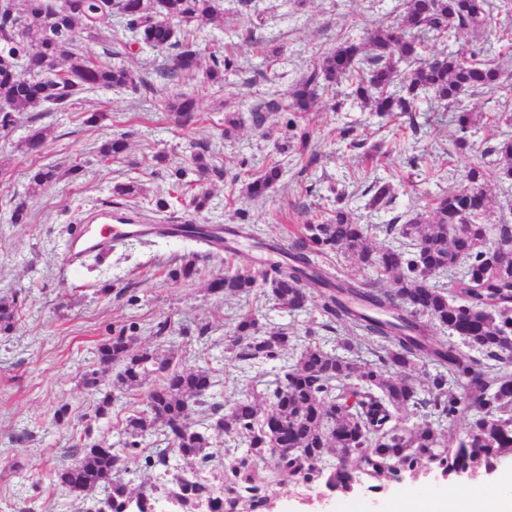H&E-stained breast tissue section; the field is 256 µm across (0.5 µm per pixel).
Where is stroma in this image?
Masks as SVG:
<instances>
[{
    "instance_id": "stroma-1",
    "label": "stroma",
    "mask_w": 512,
    "mask_h": 512,
    "mask_svg": "<svg viewBox=\"0 0 512 512\" xmlns=\"http://www.w3.org/2000/svg\"><path fill=\"white\" fill-rule=\"evenodd\" d=\"M402 0H262L265 22L250 30L249 18L229 13L223 21L197 25L202 48L201 67L213 57L234 50L242 72L227 75L223 84L155 78L157 94H133L99 89L83 94L75 109L51 112L38 122L21 119L10 138L0 139V297L23 300L14 331L0 334V512H90L93 503L79 500L47 480L50 470L70 445L73 432L87 433L89 442L107 445L118 411L95 415L96 397L83 389L81 372L92 366L97 345L120 328L134 327L138 347L173 348L177 361L190 367L208 360L215 371L216 392L231 396L244 375L234 358L224 354V338L233 329L242 303L239 298L211 292V280L233 267L235 259L221 250L181 236L149 235L119 246L102 261H87L65 271L68 229L77 217L105 204L121 207L145 224L205 223L217 228L243 222L254 225L256 237L287 243L297 225L330 209L338 190L350 192L349 205L363 224L384 225L395 215L424 210L427 203L455 189L465 165L480 160L487 140L512 135V98L478 95L467 99L477 125L471 150L449 155L452 129L447 112H419L414 117H377L354 105L334 112L320 107L308 115L311 150L317 158L301 168L292 153L277 149L285 114L270 111L263 128L251 121L231 137H221L226 108L248 113L252 106L285 91L322 53L346 39H360L368 29L392 23ZM109 42L77 39V51L106 60L108 51L122 54L125 65L153 76L164 62L150 49L125 52L129 34L120 19L108 21ZM184 91L196 96L200 119L192 128L179 127L160 104L161 94ZM108 119L91 126L93 113ZM356 125L364 149L346 147L338 127ZM46 131L38 151L25 140L33 127ZM125 138V158L97 164V148L105 140ZM211 146L224 180L210 184L211 210L194 215L186 201L155 211L151 200L170 191L166 170L153 157L162 152L177 165L197 144ZM374 151L367 161L364 150ZM421 160L411 168L410 158ZM286 169L284 180L265 198L250 200L230 176L261 172L271 161ZM57 165L60 179L31 192L29 176L44 164ZM391 181L394 197L387 206L368 208L365 188L374 177ZM138 181L137 197L113 196L114 184ZM28 206V220L11 221L17 203ZM195 261L194 280L169 278V268ZM172 320L186 329V338L166 345L156 337L158 323ZM206 341H198L200 327ZM67 407L69 419L56 424L54 413ZM512 489V461L494 472L447 481L436 472L419 480L391 484L379 491L366 485L343 497L325 486H275L272 512H350L362 503L365 512H442L454 504L457 512H476L490 495Z\"/></svg>"
}]
</instances>
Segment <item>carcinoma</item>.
Here are the masks:
<instances>
[{
    "label": "carcinoma",
    "mask_w": 512,
    "mask_h": 512,
    "mask_svg": "<svg viewBox=\"0 0 512 512\" xmlns=\"http://www.w3.org/2000/svg\"><path fill=\"white\" fill-rule=\"evenodd\" d=\"M120 16L131 33L130 45L169 53L158 70L165 80L193 78L200 50L193 24L224 17L223 0H4L0 5V136L11 134L19 118L39 120L45 112H66L79 95L98 89L132 93L154 91V84L123 64L94 62L74 49L73 34L104 42L103 22ZM399 22L377 26L359 40L346 39L319 57L289 86L285 132L278 150L298 158L309 155L311 134L305 123L318 100L336 96L347 82L348 97L362 110L388 115L430 108L454 113L448 154L471 149L475 125L465 98L480 94L512 97V73L488 58V49L461 41L493 23L512 30V0H403ZM448 46L434 51L429 42ZM26 58L23 75L16 55ZM241 70L233 53L213 58L204 82L222 84L229 72ZM165 108L182 127L196 123L197 102L187 94L168 99ZM126 151L122 138L97 149L101 164ZM197 176L189 207L196 215L209 209L210 178L224 177L212 163L208 145L173 169L172 189L188 187ZM285 176L279 163L242 181L249 199L265 197ZM59 178L58 167L46 165L30 174L31 189ZM461 186L437 200L428 213L394 216L385 225L392 241L369 246L377 224L356 221L347 194L336 193L331 215L302 224L288 247L256 240L258 247L280 256L262 272L246 259L211 283V289L245 300L267 296L288 313L306 308L307 286L315 289L322 322L304 335L283 329L260 331L257 313L238 315L224 351L242 363L283 361L275 379L265 384L261 408L244 385L237 397L214 401V371L183 367L172 351L135 348L134 337L121 330L97 348L94 366L81 377L83 387L100 395L95 413L108 415L120 399L142 393L145 409L128 416L117 428V441L107 447L83 444L61 458L49 472L51 485L75 497L100 494L95 512H156L153 488H131L121 473L135 461L133 449L156 431L167 447L157 463L170 467L184 461L182 474L164 487L170 512H270V488L322 484L347 496L355 485L368 489L415 479L423 469L455 476L473 469L495 470L512 458V224L505 216L490 224L498 191L512 190V138L493 140L482 161L464 167ZM369 206L379 209L393 198L390 183L376 178L366 189ZM332 253H350L373 276L367 282L341 278L319 264ZM199 274L187 261L168 271L173 279ZM451 287H446L444 279ZM22 301L0 298V334L17 324ZM349 335L338 336L339 328ZM442 328L462 338L463 345L435 339ZM336 342L344 353L327 349ZM371 359L362 363L358 350ZM293 354H288V351ZM433 366L423 387L409 371ZM112 371L109 390L101 374ZM154 383L144 388L149 379ZM209 419L208 429L224 436L227 455L222 498L200 473L215 452L194 415ZM417 420L404 424L400 414ZM458 423L445 434L440 426Z\"/></svg>",
    "instance_id": "cac0c4a2"
}]
</instances>
